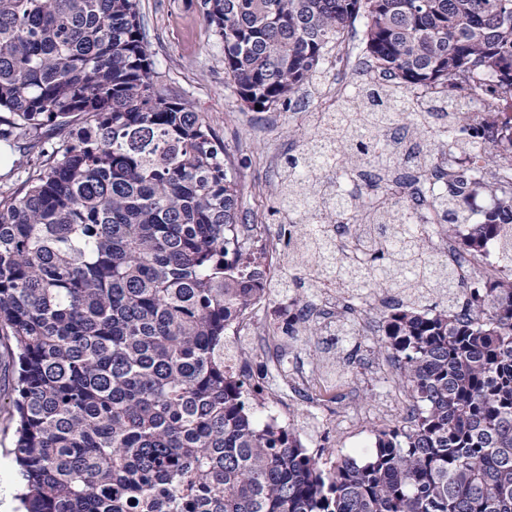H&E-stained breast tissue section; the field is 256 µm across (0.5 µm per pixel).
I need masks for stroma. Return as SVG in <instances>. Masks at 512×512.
I'll use <instances>...</instances> for the list:
<instances>
[{
	"instance_id": "obj_1",
	"label": "stroma",
	"mask_w": 512,
	"mask_h": 512,
	"mask_svg": "<svg viewBox=\"0 0 512 512\" xmlns=\"http://www.w3.org/2000/svg\"><path fill=\"white\" fill-rule=\"evenodd\" d=\"M200 0H140L148 30L158 89L202 113L223 140L228 160L242 185L240 221L266 224L280 181L285 157L294 150L291 132L310 130L308 115L330 108L325 86L346 84L352 71L363 70L361 39L363 21H356L345 34L339 54H328L320 85L300 91L288 108L255 112L224 82V45L214 39L203 21ZM295 292L270 287L260 312L261 332L242 344V366L247 378L261 387L273 384L283 370L275 360L284 350L289 362L310 376L328 373L343 378L345 391L322 404L298 396L284 404L281 426L290 428L322 467L353 454L355 445L373 448L376 438L403 421L402 413L378 420L374 414L392 391L401 389L400 379L382 385L362 369L346 365L352 337L331 334L322 319L310 328L289 332V304ZM14 366L7 339H0V512H13L18 472L6 456L15 422L10 408Z\"/></svg>"
}]
</instances>
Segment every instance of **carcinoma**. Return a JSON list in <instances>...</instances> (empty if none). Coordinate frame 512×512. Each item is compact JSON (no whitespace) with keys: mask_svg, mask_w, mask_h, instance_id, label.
I'll list each match as a JSON object with an SVG mask.
<instances>
[{"mask_svg":"<svg viewBox=\"0 0 512 512\" xmlns=\"http://www.w3.org/2000/svg\"><path fill=\"white\" fill-rule=\"evenodd\" d=\"M225 82L251 110L284 106L366 19V61L335 113V164L388 156L379 131L414 90L499 97L492 148L451 144L486 175L432 201L470 251L512 268V0H201ZM309 133L272 214L292 261L348 294L396 288L385 350L414 402L363 461L323 469L295 433L256 420L224 370V331L265 294L240 243L237 176L204 115L157 88L139 0H0V143L26 178L0 194V335L18 380L13 448L24 512H512V271L465 300L409 207L315 194ZM479 194L493 205L470 209ZM336 209L368 272L314 263Z\"/></svg>","mask_w":512,"mask_h":512,"instance_id":"1","label":"carcinoma"}]
</instances>
